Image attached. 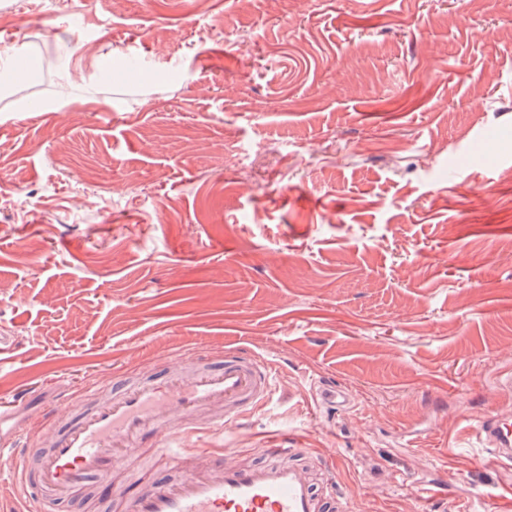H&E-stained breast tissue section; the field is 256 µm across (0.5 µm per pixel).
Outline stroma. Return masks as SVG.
I'll list each match as a JSON object with an SVG mask.
<instances>
[{"label":"stroma","instance_id":"1","mask_svg":"<svg viewBox=\"0 0 512 512\" xmlns=\"http://www.w3.org/2000/svg\"><path fill=\"white\" fill-rule=\"evenodd\" d=\"M1 13L43 62L0 95V180L36 202L0 197V409L19 429L36 437L68 394L240 348L276 361L274 402L188 438L195 468L262 461L291 432L353 512L512 502V463L477 429L512 418V0ZM129 56L146 70L101 91ZM424 484L443 496L415 498Z\"/></svg>","mask_w":512,"mask_h":512}]
</instances>
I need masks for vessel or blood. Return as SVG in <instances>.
<instances>
[{
  "label": "vessel or blood",
  "mask_w": 512,
  "mask_h": 512,
  "mask_svg": "<svg viewBox=\"0 0 512 512\" xmlns=\"http://www.w3.org/2000/svg\"><path fill=\"white\" fill-rule=\"evenodd\" d=\"M275 376L272 361L228 349L220 356L183 355L115 388L75 396L44 411L47 447L24 448L14 434L0 439V459L13 461L0 474V490L11 488L26 512L73 500L94 512L91 486L112 492L114 475L132 471L149 435L159 471L139 485L126 512H350L331 483L306 475L302 449L285 434L267 443L262 462L191 468L183 440L263 410ZM479 435L493 462H512V422L486 417ZM174 462L184 475H170Z\"/></svg>",
  "instance_id": "b4317fda"
}]
</instances>
